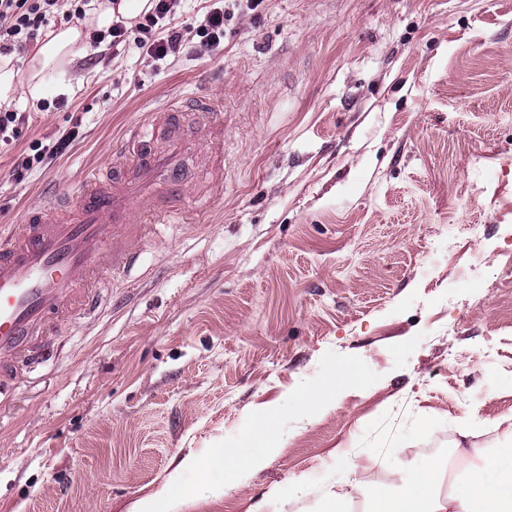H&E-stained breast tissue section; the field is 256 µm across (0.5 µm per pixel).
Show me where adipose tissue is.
<instances>
[{
    "label": "adipose tissue",
    "instance_id": "1",
    "mask_svg": "<svg viewBox=\"0 0 512 512\" xmlns=\"http://www.w3.org/2000/svg\"><path fill=\"white\" fill-rule=\"evenodd\" d=\"M83 32L73 25L62 26L32 52L26 68H0V102L9 101L16 88H24L31 100H40L50 72L71 62L82 49ZM365 378L360 361L351 360L337 367L323 387L305 388L298 392L297 401L308 408H329L336 398L351 390H364ZM273 406L261 416L258 425L249 428L240 442L213 449L203 468L208 474L224 478L225 489L238 485L243 470L260 466L268 448L275 442L270 426L280 414ZM461 440L450 449L448 458L460 462L453 487L440 493L438 476L443 461L427 459L420 464L401 469L398 456L387 459L386 465L402 472L396 496L378 508L377 512H512V454L465 447L468 431H461Z\"/></svg>",
    "mask_w": 512,
    "mask_h": 512
}]
</instances>
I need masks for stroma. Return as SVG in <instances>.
<instances>
[{"mask_svg":"<svg viewBox=\"0 0 512 512\" xmlns=\"http://www.w3.org/2000/svg\"><path fill=\"white\" fill-rule=\"evenodd\" d=\"M223 4L212 54L89 42L44 98L8 103L29 121L0 147L2 232L173 99L223 112L224 193L205 194L212 146L187 118L196 221L103 271L94 312L21 370L0 403V512H124L190 454L164 512H319L366 453L436 458L464 427L512 449V0ZM354 357L367 396L290 408ZM276 404L281 451L225 491L200 462ZM75 138L74 134L63 135L61 136L51 147H43L42 149L36 148V153L31 156H27L23 158L20 163L21 169L29 170L33 167L34 162L42 163L45 159H53L58 155L63 154L64 151L70 146L73 139Z\"/></svg>","mask_w":512,"mask_h":512,"instance_id":"1","label":"stroma"}]
</instances>
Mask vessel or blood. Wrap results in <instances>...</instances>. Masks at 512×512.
Here are the masks:
<instances>
[{
	"label": "vessel or blood",
	"instance_id": "vessel-or-blood-1",
	"mask_svg": "<svg viewBox=\"0 0 512 512\" xmlns=\"http://www.w3.org/2000/svg\"><path fill=\"white\" fill-rule=\"evenodd\" d=\"M190 114L210 135L222 124L208 102L171 101L133 129L116 164L90 170L72 191L28 209L23 223L0 236V392L17 363L38 362L60 316L90 311L101 268L124 270L139 261L133 242L153 226L136 223L135 210L162 224L186 217L181 145L173 138L162 149L156 141Z\"/></svg>",
	"mask_w": 512,
	"mask_h": 512
}]
</instances>
